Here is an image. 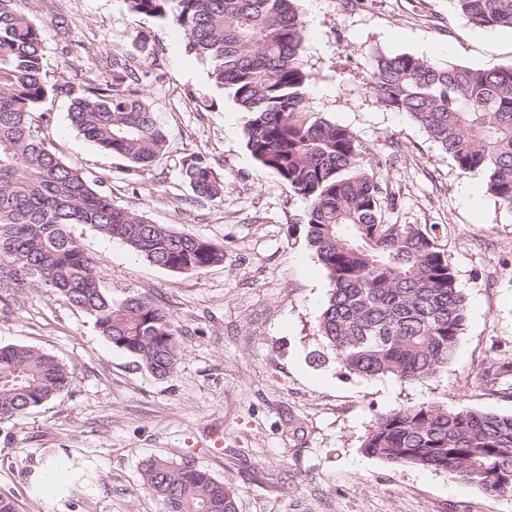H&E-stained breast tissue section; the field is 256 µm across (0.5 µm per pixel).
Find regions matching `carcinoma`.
Segmentation results:
<instances>
[{
  "label": "carcinoma",
  "mask_w": 512,
  "mask_h": 512,
  "mask_svg": "<svg viewBox=\"0 0 512 512\" xmlns=\"http://www.w3.org/2000/svg\"><path fill=\"white\" fill-rule=\"evenodd\" d=\"M126 9L178 27L186 49L209 66L248 115L246 146L265 170L304 199L307 239L330 283L319 331L336 362L361 377L402 382L434 377L454 357L467 318L465 297L439 226L387 224L398 207L383 177L387 160L349 128L314 115L305 60L307 26L297 0H122ZM463 28L512 30V0H452ZM0 0V296L34 290L61 296L94 320L100 335L158 377L180 355L165 307L137 293L115 301L73 234L89 225L172 272L224 262V247L177 232L112 203L83 171L64 162L36 122L55 91L43 78V26ZM139 67L112 56L60 87L68 119L100 149L146 167L167 135L140 89ZM377 104L408 116L460 173L482 178L512 212V61L493 68L449 65L411 53L374 55L365 87ZM199 198L224 195V179L199 155L182 163ZM512 362L491 360L497 384ZM72 377L56 357L0 346V421L38 407ZM364 451L397 466L447 473L512 497V415L428 401L378 416ZM143 487L164 512H237L236 490L188 462L148 460Z\"/></svg>",
  "instance_id": "cac0c4a2"
}]
</instances>
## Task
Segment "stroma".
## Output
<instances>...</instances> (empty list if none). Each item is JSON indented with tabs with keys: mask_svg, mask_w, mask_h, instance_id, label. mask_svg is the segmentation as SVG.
I'll use <instances>...</instances> for the list:
<instances>
[{
	"mask_svg": "<svg viewBox=\"0 0 512 512\" xmlns=\"http://www.w3.org/2000/svg\"><path fill=\"white\" fill-rule=\"evenodd\" d=\"M305 56L317 116L349 127L366 147L391 156L387 180L399 199L389 224H437L468 316L456 353L433 378L401 382L346 372L318 324L330 284L306 242L307 204L246 147V113L217 88L184 36L126 10L121 0H20L43 26L44 78L60 85L89 57L137 55L150 37L143 90L168 136L164 157L131 167L86 140L67 118L68 99L50 95L43 133L57 154L116 205L223 245L222 265L174 273L132 254L95 228L75 229L114 300L145 293L181 331L170 376L158 377L113 348L93 320L59 296L27 291L0 300V346L56 356L72 376L55 400L0 421V494L19 512H162L142 487L147 459L190 462L237 491V512H512L447 473L399 467L367 455L379 414L435 400L451 408L512 414V374L480 378L495 357L512 360V212L480 178L460 174L406 115L366 93L375 52L424 55L492 68L512 61V31H461L450 0H300ZM69 38H62L61 26ZM74 40L64 51L65 40ZM210 109L197 110L199 101ZM206 157L223 178L221 200L199 201L183 159ZM70 453L88 478L65 474L45 494L46 451Z\"/></svg>",
	"mask_w": 512,
	"mask_h": 512,
	"instance_id": "stroma-1",
	"label": "stroma"
}]
</instances>
